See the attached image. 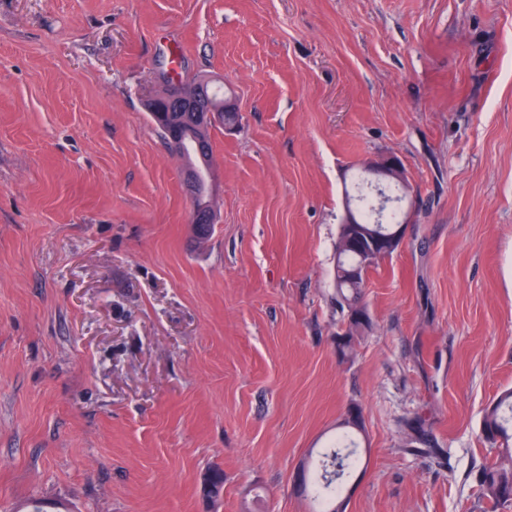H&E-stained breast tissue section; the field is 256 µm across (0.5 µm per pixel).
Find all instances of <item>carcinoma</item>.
<instances>
[{
  "mask_svg": "<svg viewBox=\"0 0 512 512\" xmlns=\"http://www.w3.org/2000/svg\"><path fill=\"white\" fill-rule=\"evenodd\" d=\"M197 104L205 109L224 104V92L204 80L196 85ZM165 105L164 98L156 104L146 103L147 112L160 136L166 142L178 139L179 148L175 153L180 157L183 168L200 171L212 166L213 146L210 131L213 126L196 120L194 112H166L159 116L156 107ZM357 202L358 223L340 225L338 240L354 237L361 239V248L336 249V288L341 295L340 305L351 315L357 311L363 289L370 271L391 255L385 250L388 237L400 225L403 203L407 202L405 188L392 182L385 190L391 205L381 208L367 176L357 169L351 177ZM186 194L193 195L192 204L205 213H214L210 193L205 182L198 180L193 185H184ZM483 433L494 443H500L503 451L498 461L483 467L477 480L480 499L487 501L492 509H503L512 505V389L502 392L496 403L486 411L483 419ZM360 461L356 450L347 446L337 448L316 463L308 462L310 499L316 504L311 512H335L334 507L341 501L338 477L354 469Z\"/></svg>",
  "mask_w": 512,
  "mask_h": 512,
  "instance_id": "obj_1",
  "label": "carcinoma"
}]
</instances>
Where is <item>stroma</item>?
<instances>
[{
  "mask_svg": "<svg viewBox=\"0 0 512 512\" xmlns=\"http://www.w3.org/2000/svg\"><path fill=\"white\" fill-rule=\"evenodd\" d=\"M164 72L240 115L196 248ZM382 156L414 208L344 356L345 181ZM510 388L512 0H0V512H307L354 405L346 512H485Z\"/></svg>",
  "mask_w": 512,
  "mask_h": 512,
  "instance_id": "35a3bbf8",
  "label": "stroma"
}]
</instances>
